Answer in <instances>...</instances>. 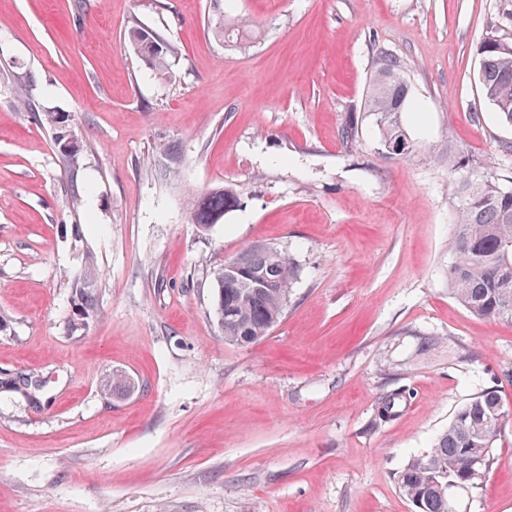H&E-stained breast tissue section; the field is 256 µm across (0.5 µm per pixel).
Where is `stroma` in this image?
<instances>
[{"instance_id": "stroma-1", "label": "stroma", "mask_w": 512, "mask_h": 512, "mask_svg": "<svg viewBox=\"0 0 512 512\" xmlns=\"http://www.w3.org/2000/svg\"><path fill=\"white\" fill-rule=\"evenodd\" d=\"M241 19L252 39L213 35ZM134 22L173 46L169 77ZM487 37L512 43V0H0V377L42 385L37 410L0 393V512H416L399 472L484 387L506 417L459 510L512 512V321L448 292L449 151L512 178ZM385 54L410 85L398 156L365 109ZM35 109L69 115L74 165ZM227 184L238 207L192 223ZM253 244L301 273L270 333L232 345L213 272ZM115 373L135 388L104 397ZM127 36L137 57L156 74L166 77L168 55L172 52L171 45L139 24L130 27Z\"/></svg>"}]
</instances>
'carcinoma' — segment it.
<instances>
[{
    "label": "carcinoma",
    "mask_w": 512,
    "mask_h": 512,
    "mask_svg": "<svg viewBox=\"0 0 512 512\" xmlns=\"http://www.w3.org/2000/svg\"><path fill=\"white\" fill-rule=\"evenodd\" d=\"M214 33L222 41L230 37L246 40L252 35L244 26L228 27L221 22ZM127 36L148 68L161 77L168 74L172 52L168 42L139 24L130 27ZM496 43L488 38L477 46L483 59L478 82L500 120L512 126V49L499 50ZM409 95L401 61L391 56L380 58L369 84L367 108L387 151L400 141L406 142V149L413 148L403 124ZM33 117L50 127L56 138L68 133L69 117L64 114L35 112ZM448 167L458 174L448 290L477 317L512 320V187L501 184L489 164L474 166L462 150L448 153ZM238 205L233 187H216L198 200L190 218L195 224H215ZM233 262L274 281L271 288H257L245 277L224 275L222 266L214 271L215 314L224 341L251 344L267 336L282 319L297 269L286 253L266 245L242 250ZM0 385L23 394L32 404L39 403V384L28 375L13 376ZM504 417L497 391L485 388L455 411L427 454L407 463L398 485L417 512L456 510V498L448 496L443 484L452 479L458 483L457 491L466 492L489 472L496 460Z\"/></svg>",
    "instance_id": "1"
}]
</instances>
